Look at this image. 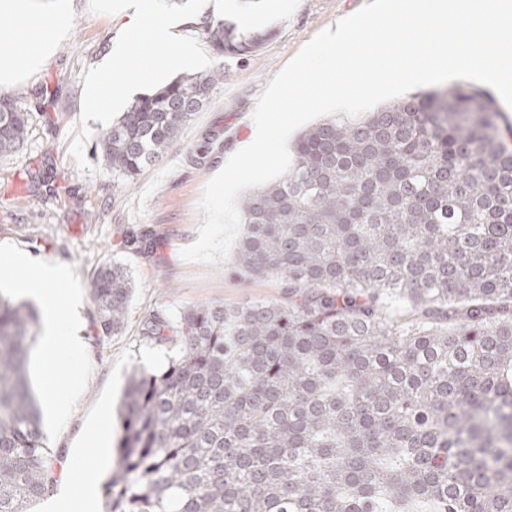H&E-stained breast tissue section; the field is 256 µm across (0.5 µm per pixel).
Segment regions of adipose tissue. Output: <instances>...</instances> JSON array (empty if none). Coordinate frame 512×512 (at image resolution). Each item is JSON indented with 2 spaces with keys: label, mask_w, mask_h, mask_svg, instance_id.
Masks as SVG:
<instances>
[{
  "label": "adipose tissue",
  "mask_w": 512,
  "mask_h": 512,
  "mask_svg": "<svg viewBox=\"0 0 512 512\" xmlns=\"http://www.w3.org/2000/svg\"><path fill=\"white\" fill-rule=\"evenodd\" d=\"M69 2L58 0L54 9L42 10L32 0H0V15L6 14L13 19L10 31L0 38V94L12 90L54 56L59 43L71 30ZM174 25L160 0H150L144 13L131 17L129 42L109 46L102 73L85 86L87 101L92 104L105 101L114 105L125 100L129 88L126 82L113 78L111 66L132 51L138 52L142 60L139 82L143 85L159 84L165 76L164 70L152 61L155 47L170 50L173 67L197 65L200 61L198 46L174 39ZM0 264L23 269L24 274L15 287L43 310L40 334L33 350L34 361L60 351L78 357L82 347L74 332L72 310L58 295L59 289L69 285V268L15 252H0ZM84 379V370L78 368L69 372L64 385L50 383L45 386L43 400L53 418L62 419L68 415L84 387Z\"/></svg>",
  "instance_id": "obj_1"
}]
</instances>
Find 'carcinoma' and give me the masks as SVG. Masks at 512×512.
<instances>
[{
    "label": "carcinoma",
    "mask_w": 512,
    "mask_h": 512,
    "mask_svg": "<svg viewBox=\"0 0 512 512\" xmlns=\"http://www.w3.org/2000/svg\"><path fill=\"white\" fill-rule=\"evenodd\" d=\"M236 58L268 39L200 28ZM220 65L136 98L95 144L124 184L172 148ZM458 83L302 133L292 167L239 206L233 279L279 300L157 310L142 335L180 356L137 367L120 405L106 512H512V129ZM30 113L0 98V154ZM139 251L148 230H129ZM105 338L133 290L91 284ZM392 302L407 308L391 318ZM36 308L0 293V512L52 491L28 376Z\"/></svg>",
    "instance_id": "cac0c4a2"
}]
</instances>
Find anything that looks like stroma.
Instances as JSON below:
<instances>
[{"label": "stroma", "instance_id": "stroma-1", "mask_svg": "<svg viewBox=\"0 0 512 512\" xmlns=\"http://www.w3.org/2000/svg\"><path fill=\"white\" fill-rule=\"evenodd\" d=\"M365 0H267L247 12L242 0H164L166 11L182 17L195 6L214 16H247L252 29L270 37L258 52L219 59L208 54L206 69L225 66L231 76L216 86L208 104L183 130L179 144L146 167L130 186L113 178L93 148L121 114L106 121L91 118L85 84L109 42L128 35L129 12L109 10L106 0H74L72 29L50 65L22 81L9 96L31 114L29 136L15 152L0 155V245L71 265L82 295L79 308L84 336L82 363L88 374L83 394L62 423L43 415V431L54 456L57 483L77 485L82 471L69 472L75 450L84 469L107 466L91 506L69 497L55 512H105L104 488L112 473L119 430L117 409L134 366L149 368L175 357L174 346L151 347L142 334L145 318L163 309L178 315L198 303H239L280 298L274 280L231 279L227 263L208 266L181 258L196 241L204 221L197 203L214 171L250 136L249 118L256 99L299 49L315 34L356 12ZM213 140L207 154L199 147L205 133ZM150 230L151 251L124 244L126 230ZM123 264L135 288L121 331L99 338L91 284L109 263Z\"/></svg>", "mask_w": 512, "mask_h": 512}]
</instances>
